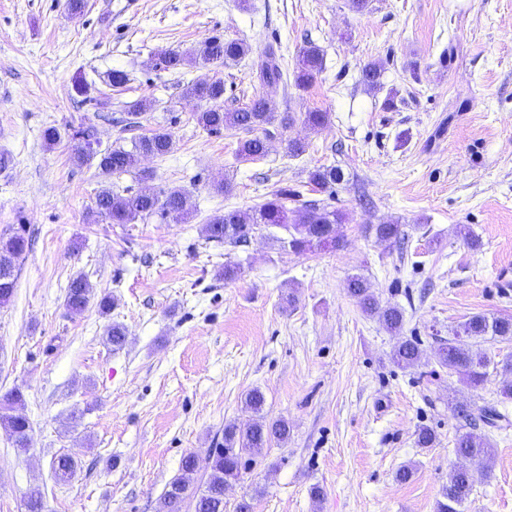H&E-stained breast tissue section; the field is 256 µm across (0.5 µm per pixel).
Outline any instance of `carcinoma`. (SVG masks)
I'll return each mask as SVG.
<instances>
[{"label":"carcinoma","instance_id":"obj_1","mask_svg":"<svg viewBox=\"0 0 512 512\" xmlns=\"http://www.w3.org/2000/svg\"><path fill=\"white\" fill-rule=\"evenodd\" d=\"M250 46L244 41H225L214 37L203 42L192 51L165 50L158 54L155 66L162 70H179L197 64L222 67L236 63L246 57ZM266 61L260 71L264 84L288 83V73L282 67L279 47L269 45L265 50ZM324 69L322 50L310 41L299 48L297 66L294 70V85L308 88ZM185 94L208 104L198 113V122L212 133L224 129L246 133L237 148V155L244 161H255L267 152L266 138L256 134L275 121L282 123L291 119L289 113L278 116L272 111L266 98L258 96L250 103L234 110L224 109V81L196 82L186 86ZM72 139L78 141L74 159L80 164H94L102 177L101 187L95 193L94 210L98 217L111 224H133L155 216L163 217L171 212L186 211L187 192L171 188L158 195L134 193L127 196L114 191L110 178L131 173L138 167L141 158L164 156L173 148L172 133L158 127L152 133L135 137L131 147H115L94 150L91 143L95 131L91 127L73 130ZM345 174L339 167L316 169L310 172L312 190L320 193L333 191L343 182ZM296 190L280 189L271 194L265 202L250 210H230L205 226L207 238L217 242L237 244L244 240L246 233L263 224L280 228L287 233L282 239L284 246L293 252H303L314 246L336 249L343 241L336 235V225L342 223V214L321 206L315 200L300 201ZM297 203L291 209L288 202ZM376 238L383 242L397 243L402 238L398 224H376L372 227ZM29 250V239L24 226H19L0 235V306L7 304L14 294L19 271V262ZM347 292L361 311L378 319L387 329L399 332L403 328L404 312L396 305H381L366 281L355 276L348 282ZM94 297L93 288L83 275L74 277L66 293L67 309L80 313ZM465 338L458 336L441 341L438 348V363L464 374L471 384L478 386L487 376L488 360L473 352L471 341L487 336L503 341L512 340V317L471 316L463 324ZM421 358L420 343L413 338H404L395 346L391 361L406 368L415 365ZM24 405V395L12 390L0 397V425L9 431L16 448L25 451L30 447V425L28 419L18 412ZM265 396L257 388L250 390L244 398L245 409L252 414V422L245 428L234 422L224 425V441L218 448L206 450L209 474L203 486H194L193 475L197 471V455H185L180 464V474L165 491L161 501V512H182L187 499L195 501V512H224V487L238 479L247 465L264 454L271 443L288 439L290 427L282 419L269 420L263 414ZM455 453L461 458L488 460L492 455V443L488 435L468 431L455 442ZM77 470L76 461L69 455H61L52 464L55 481L64 483L71 480ZM472 491V480L468 470L458 468L448 476V484L442 489L441 499L436 503V512H461V505Z\"/></svg>","mask_w":512,"mask_h":512}]
</instances>
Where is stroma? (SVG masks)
<instances>
[{
  "instance_id": "1",
  "label": "stroma",
  "mask_w": 512,
  "mask_h": 512,
  "mask_svg": "<svg viewBox=\"0 0 512 512\" xmlns=\"http://www.w3.org/2000/svg\"><path fill=\"white\" fill-rule=\"evenodd\" d=\"M238 2L85 0L73 15L67 0H0V152L13 158L0 171V233L22 224L34 237L0 306V395L23 392L32 435L21 453L0 427V512H25L34 490L44 512H160L183 456L203 458L225 424L250 422L243 401L254 388L291 432L226 487L224 512L244 500L254 512H435L466 430L452 405L512 419L500 375L476 386L436 355L470 316L512 315V0H370L361 12L349 0ZM211 37L251 51L223 68H156L158 50ZM307 40L325 63L309 88L260 83L268 45L291 70ZM370 62L382 67L375 88L361 76ZM113 70L128 74L124 87L108 84ZM215 77L225 109L261 95L291 113L270 127L264 158L241 161L240 132L198 124L205 105L184 88ZM136 100L152 108L135 132L101 119L100 102L117 116ZM311 110L328 113L323 128L304 124ZM71 124L94 127L105 147L169 128L171 152L140 163L148 179L124 174L113 188L184 189L188 214L94 217L96 168L75 162L70 138L48 148L42 137ZM292 140L302 155L289 156ZM330 166L345 173L330 202L344 215L342 248L294 253L284 230L266 226L243 245L207 240L210 220L280 188L317 199L309 173ZM376 224L401 225L402 242H379ZM228 264L238 268L229 280ZM80 274L111 295L109 314L94 303L67 311ZM355 275L403 309L401 333L362 314L346 292ZM115 323L126 330L119 349L106 340ZM404 336L422 349L407 369L390 360ZM421 426L433 447L416 446ZM489 435L494 453L473 465L463 512H512V422ZM61 454L79 462L66 484L51 470ZM408 463L414 474L399 481Z\"/></svg>"
}]
</instances>
